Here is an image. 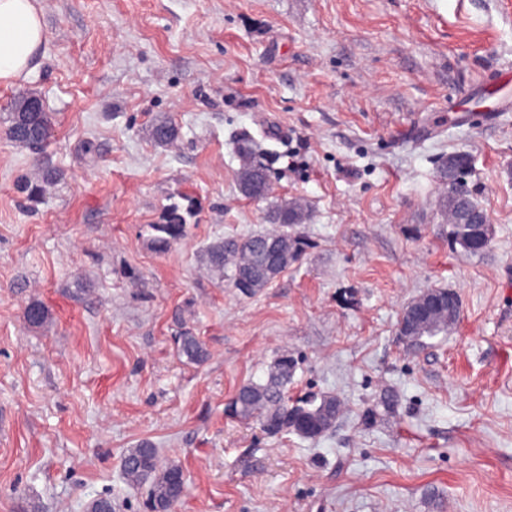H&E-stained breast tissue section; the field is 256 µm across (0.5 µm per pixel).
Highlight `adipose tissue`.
I'll return each instance as SVG.
<instances>
[{"instance_id": "1", "label": "adipose tissue", "mask_w": 512, "mask_h": 512, "mask_svg": "<svg viewBox=\"0 0 512 512\" xmlns=\"http://www.w3.org/2000/svg\"><path fill=\"white\" fill-rule=\"evenodd\" d=\"M37 0H0V83L11 84L36 68L45 40Z\"/></svg>"}]
</instances>
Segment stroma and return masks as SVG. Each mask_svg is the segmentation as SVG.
<instances>
[{"instance_id":"35a3bbf8","label":"stroma","mask_w":512,"mask_h":512,"mask_svg":"<svg viewBox=\"0 0 512 512\" xmlns=\"http://www.w3.org/2000/svg\"><path fill=\"white\" fill-rule=\"evenodd\" d=\"M40 5L37 68L0 84V512H151L121 475L143 442L183 470L175 512H512V0ZM22 91L55 116L39 158L5 135ZM161 118L176 145L152 140ZM246 134L269 151L266 201L237 187ZM455 152L492 226L480 255L448 240ZM47 164L63 180L25 201L18 178ZM291 199L303 255L240 293L208 248L271 230ZM189 201L187 237L154 252L149 225ZM433 288L458 320L401 341ZM283 355L290 396L343 405L321 437L229 410ZM175 338L181 355L189 362L200 364L207 359V351L202 342L190 331H183Z\"/></svg>"}]
</instances>
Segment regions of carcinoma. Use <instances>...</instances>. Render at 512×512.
<instances>
[{
  "instance_id": "cac0c4a2",
  "label": "carcinoma",
  "mask_w": 512,
  "mask_h": 512,
  "mask_svg": "<svg viewBox=\"0 0 512 512\" xmlns=\"http://www.w3.org/2000/svg\"><path fill=\"white\" fill-rule=\"evenodd\" d=\"M35 99L37 95L25 92L13 98L6 117V135L30 151L40 153L50 140L54 119L42 108L37 112L23 111L27 103ZM151 136L156 143L169 145L178 139L179 128L170 121L160 120L153 125ZM243 142L248 144V148L239 152L237 183L242 195L262 200L269 192L267 172L271 171V167L265 162L266 152L260 142L249 135ZM471 167L469 155L461 152L451 153L443 161L439 178L448 185V192L441 196L440 205L448 213L452 241L468 253L478 255L487 249L485 241L491 240L490 225L484 222L485 213L471 195L460 193L456 188L459 174L469 173ZM17 186L32 203L37 202L43 192L41 185L32 183L26 177L18 179ZM191 216L192 210L188 206H168L159 221L149 225L150 246L156 252L164 253L185 239L188 235V218ZM307 219V211L301 203L285 200L274 211V220L280 224L279 229L243 239L226 238L210 248V263L219 270L231 269L233 286L244 294H254L267 287L298 259L304 243L300 237L288 232V227L303 224ZM48 317L49 311L41 302L32 301L26 306L25 318L29 325L40 327ZM447 329L448 316L443 313L418 318L414 320L410 340L419 341ZM176 342L181 355L188 361L200 364L207 359L205 347L193 333L181 332ZM293 371L292 359L286 356L278 358L266 382H250L237 390L233 414L242 419L256 420L262 430L270 435L282 431L286 424L293 426V431L305 438H317L326 433L336 419V397H288L287 385ZM122 474L132 487L149 484L153 512H171L184 494L179 480L182 475L180 466L175 463L160 465L155 448L146 443L129 449L124 455Z\"/></svg>"
}]
</instances>
